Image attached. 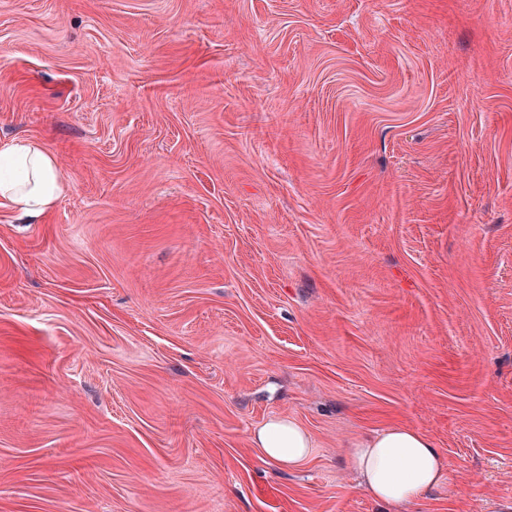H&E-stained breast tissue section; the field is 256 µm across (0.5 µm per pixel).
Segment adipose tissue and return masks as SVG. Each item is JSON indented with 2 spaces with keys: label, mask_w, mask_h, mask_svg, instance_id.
I'll return each instance as SVG.
<instances>
[{
  "label": "adipose tissue",
  "mask_w": 512,
  "mask_h": 512,
  "mask_svg": "<svg viewBox=\"0 0 512 512\" xmlns=\"http://www.w3.org/2000/svg\"><path fill=\"white\" fill-rule=\"evenodd\" d=\"M67 185L56 158L35 141L19 138L0 150V205L21 217H42ZM264 460L295 465L312 456L315 444L295 421L273 418L253 435ZM362 486L388 503L418 501L437 489L445 478L440 454L420 431L394 426L365 439L351 452Z\"/></svg>",
  "instance_id": "1"
}]
</instances>
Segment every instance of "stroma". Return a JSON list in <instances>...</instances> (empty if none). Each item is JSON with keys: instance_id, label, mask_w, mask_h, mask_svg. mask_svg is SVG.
I'll use <instances>...</instances> for the list:
<instances>
[{"instance_id": "35a3bbf8", "label": "stroma", "mask_w": 512, "mask_h": 512, "mask_svg": "<svg viewBox=\"0 0 512 512\" xmlns=\"http://www.w3.org/2000/svg\"><path fill=\"white\" fill-rule=\"evenodd\" d=\"M18 138L67 190L0 207V512H512V0H0ZM253 442L262 450L264 461L295 465L316 450L311 436L295 421L272 418L255 431ZM350 456L361 485L388 504L418 501L445 478L439 450L426 435L406 426L373 434Z\"/></svg>"}]
</instances>
